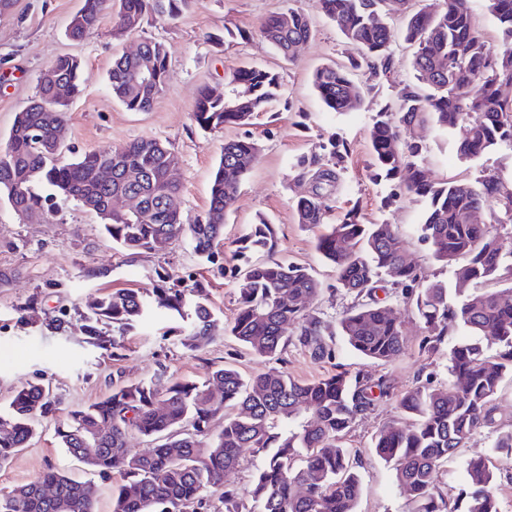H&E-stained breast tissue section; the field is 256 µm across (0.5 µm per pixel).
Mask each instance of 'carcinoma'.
I'll list each match as a JSON object with an SVG mask.
<instances>
[{
    "label": "carcinoma",
    "instance_id": "obj_1",
    "mask_svg": "<svg viewBox=\"0 0 512 512\" xmlns=\"http://www.w3.org/2000/svg\"><path fill=\"white\" fill-rule=\"evenodd\" d=\"M193 0H85L72 16L67 37L82 41L97 28L104 12L113 15L112 34L120 38L139 29L148 16L178 17ZM401 0H316L348 42L361 52L362 63H334L316 68L312 85L324 106L352 112L363 102L364 87L353 71L366 66L374 78H389L398 66L393 44L413 48L414 80L400 93L398 109L386 106L368 131L372 165L407 195L425 202L418 239L433 259L453 270L454 278L473 284L472 291L448 281H428L407 261L406 244L394 224H366L348 210L336 224L326 223L328 195L342 163L340 143L330 136L321 152L301 155L294 164L311 190L292 203L297 223L323 226L316 248L333 266L339 287L353 305L339 319L341 335L360 357L392 362L405 350L397 309L380 302L376 292L388 289L423 324L420 350L432 353L448 346L452 380L436 386L427 375L402 394L383 377L347 370L311 382L299 381L276 368L244 378L232 366H217L207 378L183 379L160 387L153 381L126 382L105 397L68 410L54 421V433L66 451L87 469L121 482L112 491V512H211V497L224 512H357L362 485L357 460L343 445L355 421L383 399H396L410 424L394 421L375 437L376 454L393 464L399 485L417 503L415 512H499L491 464L465 463L466 485L453 503L436 491L441 467L475 431L492 422V400L505 378H512V306L501 303V281L512 282V236L500 227L512 223V186L495 175L475 180H428L423 150L428 132H448L465 123L468 136L457 154L476 159L503 144L512 146V0H487L495 18L501 48L489 45L477 30L469 0H424L398 30L388 22ZM262 37L283 58L295 59L294 46L312 34L311 20L290 8L267 18ZM152 63V81L139 80L142 59ZM81 60L58 56L42 73L36 99L19 112L0 150V201L20 217L44 212L53 196L97 203L101 226L120 251L159 254L187 239L204 262L224 270L220 250L224 222L233 208L241 180L255 167L260 144L252 139L224 143L214 172L209 206L192 224L183 222L181 188L167 179L172 149L156 138L62 159L46 144L55 140L68 102L80 95ZM169 62L165 45L141 43V55L121 54L112 62L108 82L113 96L129 111L148 112L166 92ZM69 89L59 98L57 84ZM231 92L201 89L193 120L204 130L248 125L267 104L284 96L277 74L243 66L229 74ZM474 88L470 97L455 89ZM112 162V182H102V162ZM137 195V213L111 210L112 200ZM482 212L485 223L467 217ZM234 257L260 252L265 259L237 270V309L231 325L215 317L208 293L198 282L175 284L155 271L149 293L117 290L90 297L80 317L87 343L116 349L125 332L156 314L186 322L179 344L196 352L225 333L250 353L278 360L291 345L316 362L335 357L333 340L319 313L305 311L321 283L308 268L275 258L274 225L261 218L243 239ZM460 326L475 342L450 341ZM58 398L40 381L16 390L0 412V468L28 446L39 420L54 415ZM139 435L150 443L131 454L128 439ZM262 457L248 496L224 484V475L239 466L241 449ZM53 489L47 496L46 489ZM97 488L49 467L36 479L0 489V512H95Z\"/></svg>",
    "mask_w": 512,
    "mask_h": 512
}]
</instances>
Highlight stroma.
Wrapping results in <instances>:
<instances>
[{
    "mask_svg": "<svg viewBox=\"0 0 512 512\" xmlns=\"http://www.w3.org/2000/svg\"><path fill=\"white\" fill-rule=\"evenodd\" d=\"M83 4L84 0H17L10 12L0 14V145L6 143L16 113L33 100L42 72L63 54L82 61V92L66 114L69 155L81 156L145 137L168 143L180 159L178 178L186 221H194L208 207L212 173L225 141L256 140L261 157L240 185L224 223L222 249L232 254L251 225L266 218L277 232L278 259L311 268L322 283L323 291L313 306L328 325L336 358L316 362L305 351L289 348L282 367L292 377L313 381L335 372L337 365L360 362L345 345L338 326L353 298L337 289L334 272L322 262L315 247L317 229L297 224L291 207L294 198L310 190L308 180L297 176L296 158L318 151L328 136L343 141L347 150L330 196L328 223H335L339 212L358 207L367 221L397 225L426 279L452 280V271L431 257L415 233L423 201L371 176L368 130L373 118L384 106L397 105L403 84L413 77L411 51L405 45L395 48L400 65L389 79L374 81L367 70L358 71L357 78L366 88L364 103L358 111L341 114L322 105L311 73L330 61L347 63L357 50L315 9L314 0H194L176 19L149 17L137 32L120 40L112 36V16L107 13L94 32L74 42L67 38L66 27ZM291 8L310 15L313 35L290 63L261 36L259 28L268 16ZM240 30L249 32V39L237 38ZM153 38L161 40L168 53V88L150 111L130 112L113 97L108 71L114 56ZM245 65L277 73L285 88L284 101L267 106L250 126L231 125L219 131L197 127L191 113L200 87L223 85L225 75ZM467 132V125L461 124L452 134L428 136L425 169L429 179L472 180L496 174L511 183L512 147L501 145L465 161L459 158L456 145ZM158 266L171 279L202 282L214 315L232 321L236 278L199 261L188 243H176L162 255L129 261L103 233L96 216L74 201L54 199L37 221L21 219L0 202V410L7 409L16 387L38 379L51 381L61 409L67 410L102 398L120 379L200 378L208 366L230 360L246 375L268 370L262 358L234 357L235 343L228 336L190 355L176 342L183 323L172 317L137 324L124 337L123 356L117 361L86 344L79 313L87 298L116 289L152 287ZM54 319L63 322V329L51 328ZM401 319L404 354L391 363L369 365V372L387 376L399 393L413 387L421 373L432 375L435 383H448L445 351L421 352L417 316L407 309ZM493 406L492 424L476 431L459 448L440 473L437 487L445 499L454 500L466 482L465 462L487 457L495 467L499 512H512V461L495 455L492 448L497 435L512 431V379L504 380ZM401 415L394 401H380L344 437L346 446L360 454L362 494L357 512H411L412 500L397 484L392 464L372 448L378 430ZM50 466L76 478L89 476L84 466L60 448L53 425L47 421L30 445L0 469V488L28 482Z\"/></svg>",
    "mask_w": 512,
    "mask_h": 512,
    "instance_id": "obj_1",
    "label": "stroma"
}]
</instances>
